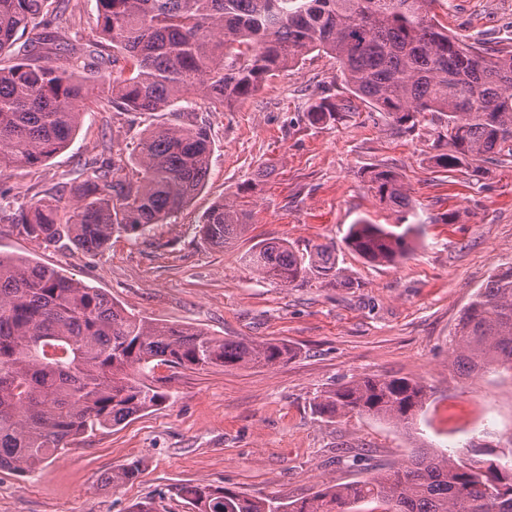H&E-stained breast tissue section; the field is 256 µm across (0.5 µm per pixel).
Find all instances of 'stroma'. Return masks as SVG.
<instances>
[{"label": "stroma", "mask_w": 512, "mask_h": 512, "mask_svg": "<svg viewBox=\"0 0 512 512\" xmlns=\"http://www.w3.org/2000/svg\"><path fill=\"white\" fill-rule=\"evenodd\" d=\"M437 19L469 43L512 46V0H436ZM349 97L335 60L313 53L280 70L233 106L198 99L184 123H203L212 156L202 190L168 224L143 237L113 238L90 256L0 233V253L32 259L101 289L129 312L212 335L287 343L293 357L270 368L206 370L158 365L150 376L165 403L70 445L26 477L0 470V512H130L161 499L165 512H191L175 494L183 484L228 487L293 501L324 483L364 477L367 468L486 444L512 448V377L487 369L471 377L448 366V341L464 306L497 268L512 264V162L482 174L438 172L436 125L400 134L368 104L351 116L312 126L304 114L318 96ZM81 126L43 166L14 171L6 185L21 202L55 200L67 211L71 189L92 160L133 150L166 112L103 111L96 86L80 104ZM401 172L416 201L415 250L394 264H371L343 246L350 224H395L364 180L368 170ZM230 201L248 231L217 247L199 227L209 209ZM454 219L445 224L443 213ZM288 241L308 252L336 247L352 285L313 281L283 287L247 267L258 242ZM422 381L429 400L412 429L368 417L327 420L311 408L322 390L354 377ZM498 418L468 427L472 404ZM139 460L134 482L112 487L113 469Z\"/></svg>", "instance_id": "obj_1"}]
</instances>
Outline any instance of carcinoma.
<instances>
[{"label":"carcinoma","instance_id":"cac0c4a2","mask_svg":"<svg viewBox=\"0 0 512 512\" xmlns=\"http://www.w3.org/2000/svg\"><path fill=\"white\" fill-rule=\"evenodd\" d=\"M72 0H55L43 31L31 36L49 0H0V217L40 245L97 254L115 235L164 224L203 188L211 141L202 125L148 130L126 162L92 168L72 188L68 218L51 199L19 203L2 187L9 172L32 169L66 149L79 127L78 102L104 67L100 100L117 112L192 110L198 96L228 107L252 96L275 72L312 52L336 59L350 94L382 113L398 133L420 118L437 121L441 172L478 173L512 159V49L468 45L435 21V0H95L96 35L60 36ZM323 97L311 124L344 116ZM368 189L405 223L415 200L404 176L376 171ZM232 202L213 206L199 232L220 247L247 230ZM396 232L360 220L345 247L370 263L413 250ZM244 263L264 279L296 287L314 279L352 287L336 246L302 253L288 241L259 242ZM449 367L462 376L493 366L512 373V266L498 269L464 307L449 339ZM293 355L278 341H244L131 313L98 288L26 258L0 254V469L30 475L79 438L162 405L145 383L157 364L203 370L272 367ZM426 386L406 377L365 376L314 398L329 419L350 413L412 429ZM140 464L112 471L116 487ZM176 494L195 512H512V451L482 460L415 448L409 458L362 480L325 485L301 502L246 496L222 486L186 484Z\"/></svg>","mask_w":512,"mask_h":512}]
</instances>
